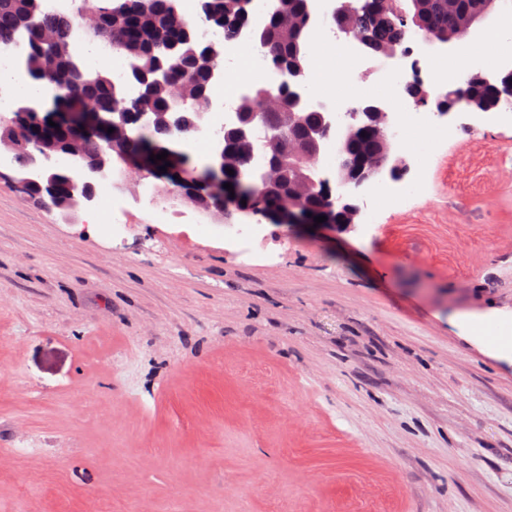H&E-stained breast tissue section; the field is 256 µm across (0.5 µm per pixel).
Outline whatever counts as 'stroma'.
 <instances>
[{"mask_svg": "<svg viewBox=\"0 0 512 512\" xmlns=\"http://www.w3.org/2000/svg\"><path fill=\"white\" fill-rule=\"evenodd\" d=\"M512 69V0L469 35ZM403 187L349 231L157 220L118 231L0 163V512H512V362L453 320L512 321V110L415 127Z\"/></svg>", "mask_w": 512, "mask_h": 512, "instance_id": "35a3bbf8", "label": "stroma"}]
</instances>
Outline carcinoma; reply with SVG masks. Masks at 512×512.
<instances>
[{
	"label": "carcinoma",
	"instance_id": "1",
	"mask_svg": "<svg viewBox=\"0 0 512 512\" xmlns=\"http://www.w3.org/2000/svg\"><path fill=\"white\" fill-rule=\"evenodd\" d=\"M372 8L349 6L337 19L340 28L350 35L362 36L373 53H385L396 48L405 30L414 28L422 33H435L451 40L467 35L470 20L481 9L483 0H408L407 11L412 24L407 26L382 7L381 0H367ZM99 29L89 30L86 43L118 53L128 61L125 85L135 90L128 97L112 73L90 70L75 49L66 18H57L44 11L42 0H0V49L22 44L21 67L29 84L42 86L44 61L51 58L69 82L79 89L75 98L62 100L59 111L71 116V125L50 126L44 115L21 126L15 132L0 127V143L16 142L29 133L38 151L66 152L75 147L79 157L94 162L102 153V129L96 135L86 134L77 118L87 112L106 116L112 128L123 131V137L112 142V153L141 155L147 164L160 168L165 162H153L150 155L159 154L161 145L178 136H191L201 128L209 107L213 83L221 78L223 63L207 52L209 42L199 38L197 25L182 14L181 0H122L118 21L108 20L113 0H97ZM253 0H198L200 23L224 32L232 39L248 28ZM264 51L266 63L283 75L289 71L306 76L309 71V44L312 35L310 0H274L268 10L266 24L251 31ZM269 89L256 84L240 98L237 114L247 118L253 112L264 113L267 128L281 139L313 152L316 142L310 133L317 124L315 111L305 110L291 118L280 100L292 95L289 88L279 85L270 99L260 103L259 94ZM512 99V76L495 86L471 77L463 80L462 95L454 102L459 107L482 112L502 101ZM351 157L377 154L384 145L369 133L347 142ZM255 149V143L240 140L233 125L224 127V153L230 158L224 182L233 191H224L236 206L246 201V207L263 203L276 209L292 201L299 202L311 215H322L323 187L306 184L298 172L284 165L280 179L265 184L251 176L244 160ZM76 182L72 177L59 176L56 195L45 198L32 188L28 197L46 201L66 214L76 199Z\"/></svg>",
	"mask_w": 512,
	"mask_h": 512
}]
</instances>
